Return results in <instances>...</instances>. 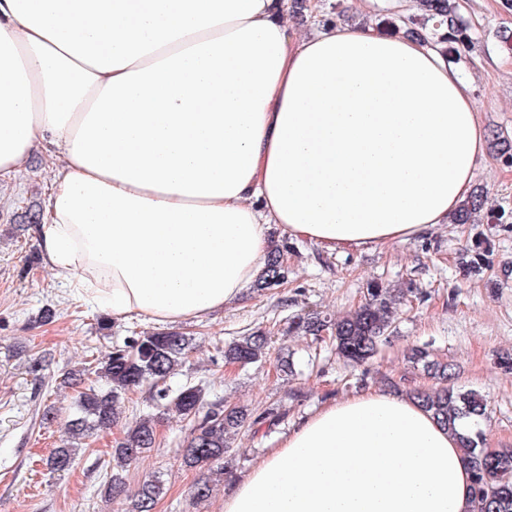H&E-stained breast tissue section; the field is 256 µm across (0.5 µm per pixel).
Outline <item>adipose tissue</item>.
I'll list each match as a JSON object with an SVG mask.
<instances>
[{
	"label": "adipose tissue",
	"mask_w": 512,
	"mask_h": 512,
	"mask_svg": "<svg viewBox=\"0 0 512 512\" xmlns=\"http://www.w3.org/2000/svg\"><path fill=\"white\" fill-rule=\"evenodd\" d=\"M290 0H0V181L55 160L47 267L113 317L176 324L255 279L267 231L336 252L408 243L472 190L485 130L429 42ZM468 464L413 399L303 420L224 512H471Z\"/></svg>",
	"instance_id": "obj_1"
}]
</instances>
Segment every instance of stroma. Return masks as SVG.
<instances>
[{"mask_svg":"<svg viewBox=\"0 0 512 512\" xmlns=\"http://www.w3.org/2000/svg\"><path fill=\"white\" fill-rule=\"evenodd\" d=\"M472 26L473 42L460 69L472 87L486 127V153L474 186L484 193L475 224H441L423 238L386 246L327 252L315 244L269 233L282 248L285 279L260 292L246 288L239 300L203 319L176 324L193 335L194 348L169 384L202 385L208 400H223L253 412L275 406L286 410L279 425L236 436L234 475L218 482L211 498L194 501L190 487L197 472L184 469L180 454L192 424L162 415L158 440L125 473L129 490L160 477L165 494L155 512H223L224 496L303 418L322 406L362 392L431 386L422 368L406 359L409 347L427 346L435 360L451 364L455 385L486 397L485 445L512 447V223L499 224L495 212H512V163L503 151L512 146V9L504 0H460ZM51 162L35 148L17 180L0 183V512H113L104 498L105 466L124 425L156 412L148 387L125 395L121 422L90 439L75 441L73 467L49 473L42 459L63 445L61 425L79 393L101 386L97 368L113 347L152 331L136 318L109 320L106 310L74 295L45 265L35 225L27 211L39 210L51 182ZM485 257L470 260L476 245ZM403 290L396 330L368 374L345 365L331 342L309 336H282L287 320L304 313L336 317L364 300L370 281ZM255 327L276 330L265 362L228 369L225 344ZM290 356L295 371L282 376L276 359ZM80 372V384L61 386L64 374ZM54 407V421L43 420Z\"/></svg>","mask_w":512,"mask_h":512,"instance_id":"obj_1","label":"stroma"}]
</instances>
